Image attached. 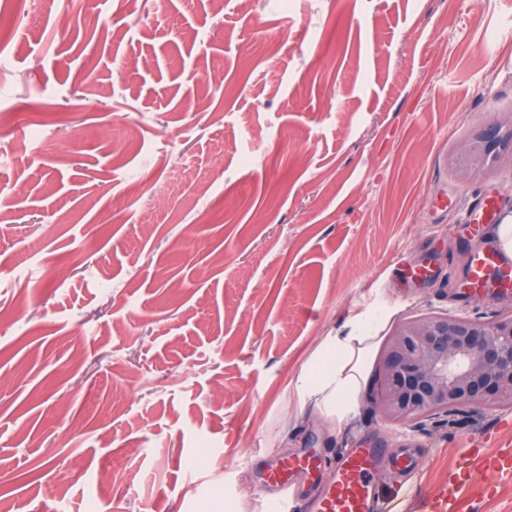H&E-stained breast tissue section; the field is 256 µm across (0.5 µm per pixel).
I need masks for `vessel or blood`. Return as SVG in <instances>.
Segmentation results:
<instances>
[{
	"label": "vessel or blood",
	"mask_w": 512,
	"mask_h": 512,
	"mask_svg": "<svg viewBox=\"0 0 512 512\" xmlns=\"http://www.w3.org/2000/svg\"><path fill=\"white\" fill-rule=\"evenodd\" d=\"M484 217V223L471 229L473 243L465 283L472 290L512 295V256L497 248L486 226L496 217L495 203H487ZM385 452L382 446H360L330 460L308 444L293 456L270 464L263 473V483L295 494L304 485H319V495L308 501L309 512H380L381 495L371 475Z\"/></svg>",
	"instance_id": "obj_1"
}]
</instances>
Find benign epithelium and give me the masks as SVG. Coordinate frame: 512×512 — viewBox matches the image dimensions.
Returning <instances> with one entry per match:
<instances>
[{
    "label": "benign epithelium",
    "instance_id": "1",
    "mask_svg": "<svg viewBox=\"0 0 512 512\" xmlns=\"http://www.w3.org/2000/svg\"><path fill=\"white\" fill-rule=\"evenodd\" d=\"M509 149L512 112L479 141L463 145L474 170L489 172ZM377 408L384 421L412 425L482 406L512 407V309L490 320L425 314L399 323L379 366Z\"/></svg>",
    "mask_w": 512,
    "mask_h": 512
}]
</instances>
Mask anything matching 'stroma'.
<instances>
[{"label":"stroma","instance_id":"35a3bbf8","mask_svg":"<svg viewBox=\"0 0 512 512\" xmlns=\"http://www.w3.org/2000/svg\"><path fill=\"white\" fill-rule=\"evenodd\" d=\"M511 112L512 0H0V512H301L261 472L305 435L414 453L385 512H512V409L386 424L374 360L342 430L293 391L374 302L512 307L462 290L512 163L458 177Z\"/></svg>","mask_w":512,"mask_h":512}]
</instances>
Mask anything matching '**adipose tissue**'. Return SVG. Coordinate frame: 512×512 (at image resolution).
Instances as JSON below:
<instances>
[{"instance_id":"adipose-tissue-1","label":"adipose tissue","mask_w":512,"mask_h":512,"mask_svg":"<svg viewBox=\"0 0 512 512\" xmlns=\"http://www.w3.org/2000/svg\"><path fill=\"white\" fill-rule=\"evenodd\" d=\"M392 314L390 306H371L351 316L343 331L325 337L295 383L300 404H314L333 425H342L358 406L376 332Z\"/></svg>"}]
</instances>
